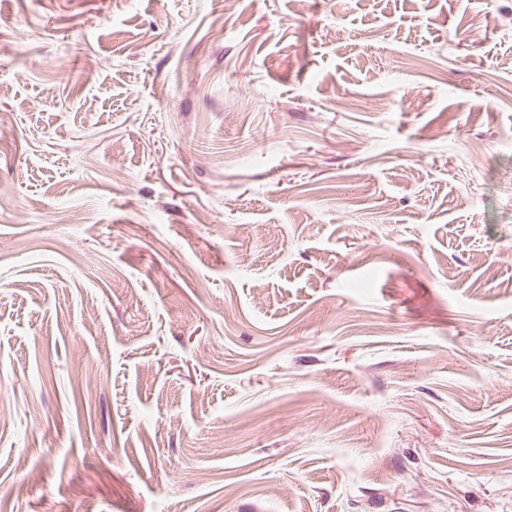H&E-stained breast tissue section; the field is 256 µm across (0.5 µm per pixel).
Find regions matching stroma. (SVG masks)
Returning <instances> with one entry per match:
<instances>
[{"label": "stroma", "instance_id": "1", "mask_svg": "<svg viewBox=\"0 0 512 512\" xmlns=\"http://www.w3.org/2000/svg\"><path fill=\"white\" fill-rule=\"evenodd\" d=\"M512 0H0V512H512Z\"/></svg>", "mask_w": 512, "mask_h": 512}]
</instances>
